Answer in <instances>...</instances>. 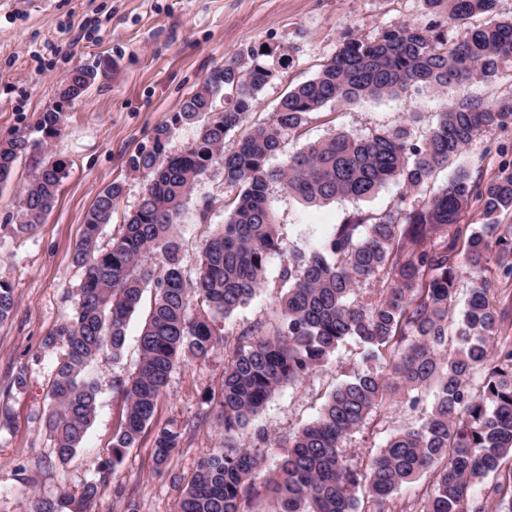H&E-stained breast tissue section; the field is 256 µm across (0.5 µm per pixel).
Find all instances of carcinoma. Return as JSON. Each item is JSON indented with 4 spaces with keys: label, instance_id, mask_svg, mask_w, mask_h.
Segmentation results:
<instances>
[{
    "label": "carcinoma",
    "instance_id": "carcinoma-1",
    "mask_svg": "<svg viewBox=\"0 0 512 512\" xmlns=\"http://www.w3.org/2000/svg\"><path fill=\"white\" fill-rule=\"evenodd\" d=\"M424 4L458 30L455 40L437 25L407 23L373 41L348 36L313 79L289 90L266 121L251 126L248 114L277 73L268 60L272 53L252 49L246 66L233 57L212 68L201 88L154 129L152 149L130 158V167L145 177L144 191L106 250L99 234L122 186L113 183L98 193L74 254L83 268L76 312L46 339L64 341L49 377L53 410L46 419L60 463L75 456L96 417L92 365L105 351L120 357L128 320L150 287L139 362L118 382L124 407L109 457L95 464L99 478L85 481L76 495L32 496L26 512H96L101 485L145 434L176 363L209 358L223 340L219 322L264 283L268 259L279 251L270 205L274 183L315 206L339 198L368 201L392 183L430 193L409 208L401 199L377 215L353 213L322 244L284 261L279 324L271 333L253 327L227 352L215 410L224 424V447L200 459L176 512H244L274 442L262 429L247 445L237 439L272 395L324 366L349 339L378 368L357 370L336 385L317 417L277 446L279 463L263 481L276 512H358L359 490L371 512H406L397 509V492L428 472L433 491L417 512H485L489 499L498 500L500 512H512V473L507 482L497 480L512 461V336L502 334L509 312L498 306L486 277L494 265L512 278V240L499 230V216L512 212V162L502 159L488 180L460 165L447 182L429 189L435 172L459 159L480 134L512 125V97L489 105L455 96L512 64V8L505 0ZM477 16L483 21L472 23ZM95 78L89 67L70 72L59 100L42 114L44 138L60 134L64 107L82 98ZM413 87L448 96L421 145L411 143L401 125L367 134L339 131L269 166L284 136L301 130L311 113L332 102L397 96ZM185 126L193 128L191 139L170 152L171 131ZM30 147L24 139L0 142V182ZM215 163L224 167V181L241 191L190 274L176 224ZM64 170L62 161H49L24 187L20 230L50 211ZM474 200L484 222L463 228L459 219ZM464 276L471 287L454 318ZM374 279L385 287L360 295V285ZM191 294L194 312L187 307ZM15 304L14 289L0 282V322ZM428 386L435 387V398L418 424L391 435L365 464L351 462L341 448L344 438L384 398L409 395L414 406L415 393ZM183 436L176 424L154 428L156 470L167 465Z\"/></svg>",
    "mask_w": 512,
    "mask_h": 512
}]
</instances>
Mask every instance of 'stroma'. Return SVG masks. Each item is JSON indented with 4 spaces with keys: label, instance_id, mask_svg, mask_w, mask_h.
Segmentation results:
<instances>
[{
    "label": "stroma",
    "instance_id": "1",
    "mask_svg": "<svg viewBox=\"0 0 512 512\" xmlns=\"http://www.w3.org/2000/svg\"><path fill=\"white\" fill-rule=\"evenodd\" d=\"M434 20L423 0H0V141L23 137L33 144L10 179L0 183V281L11 284L17 299L12 315L0 322V408H9L13 419L10 429L0 430V512H25L24 502L35 492L53 497L64 488L78 491L93 478L95 457L112 444L124 404L114 382L135 368L145 311L129 321L122 358L116 361L105 353L94 364L100 386L96 419L79 454L64 466L54 459L45 426L51 408L48 379L63 345L47 344L46 338L75 311L82 270L73 256L86 212L102 189L122 184L112 220L100 235L102 245L111 244L114 230L134 211L144 190V178L130 169L129 159L151 149L155 127L179 111L211 68L247 49L293 51L288 66L259 95L250 119L261 122L288 90L317 74L345 36L371 41L392 24ZM79 66L94 67L96 81L66 108L60 136L43 141L41 115L56 103L62 80ZM443 102L433 90L412 88L396 97L331 103L312 113L298 133L286 136L283 152L291 154L337 131L367 133L402 124L408 125L411 142L419 144ZM502 145H512V125L478 137L462 159L492 177ZM51 159L66 164L53 208L41 224L19 231L21 191ZM237 193L218 165L197 182L177 226L186 269H194L199 251L223 224ZM206 198L212 210L203 224L196 203ZM402 198L410 204L420 200L390 184L369 201L311 206L272 185L282 251L270 257L255 297L224 320L230 344H238L254 325H277L284 254L320 245L353 212L377 214ZM224 362L218 352L207 361L173 369L152 423L181 426V448L159 472L153 442L143 436L102 487L100 512H124L114 493L118 486L139 512H174L179 498L174 478L190 477L198 461L224 443L223 425L199 415L203 393L220 391ZM361 364L358 345L344 343L320 371L276 393L255 427L265 429L273 441L286 442L316 417L326 393ZM419 398L415 408L404 396L386 399L345 440L352 461L365 460L391 434L416 422L432 404L433 389L423 390Z\"/></svg>",
    "mask_w": 512,
    "mask_h": 512
}]
</instances>
